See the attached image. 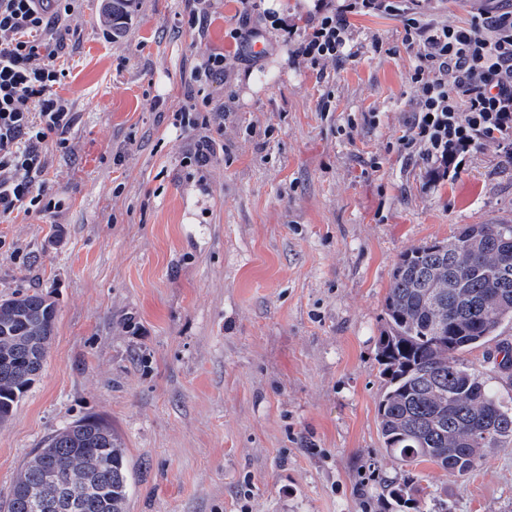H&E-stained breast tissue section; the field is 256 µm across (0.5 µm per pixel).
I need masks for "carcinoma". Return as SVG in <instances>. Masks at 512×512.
I'll return each mask as SVG.
<instances>
[{"instance_id": "carcinoma-1", "label": "carcinoma", "mask_w": 512, "mask_h": 512, "mask_svg": "<svg viewBox=\"0 0 512 512\" xmlns=\"http://www.w3.org/2000/svg\"><path fill=\"white\" fill-rule=\"evenodd\" d=\"M128 2L110 0L118 35ZM511 320L512 224H463L400 255L377 341L387 453L461 476L512 443V413L463 359ZM54 326V306L39 294L0 300V423L40 377ZM129 494L123 442L105 421L83 417L23 464L5 512H126Z\"/></svg>"}]
</instances>
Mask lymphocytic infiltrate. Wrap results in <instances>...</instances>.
Returning <instances> with one entry per match:
<instances>
[{
    "label": "lymphocytic infiltrate",
    "mask_w": 512,
    "mask_h": 512,
    "mask_svg": "<svg viewBox=\"0 0 512 512\" xmlns=\"http://www.w3.org/2000/svg\"><path fill=\"white\" fill-rule=\"evenodd\" d=\"M81 0H0V220L53 206L44 176L47 142L68 149L77 120L55 88L66 72L48 55L64 49L67 19ZM469 19L429 20L416 0H316L304 26H290L292 58L310 68L353 60L354 18L386 15L414 52L412 110L391 149L422 162L432 178L458 174L480 146L512 163V0H486Z\"/></svg>",
    "instance_id": "lymphocytic-infiltrate-1"
}]
</instances>
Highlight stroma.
<instances>
[{"label":"stroma","mask_w":512,"mask_h":512,"mask_svg":"<svg viewBox=\"0 0 512 512\" xmlns=\"http://www.w3.org/2000/svg\"><path fill=\"white\" fill-rule=\"evenodd\" d=\"M106 2L83 0L56 60L78 114L70 151L48 150L61 206L0 223V299L56 308L41 376L0 424V503L47 437L95 415L126 448L127 512H388L386 481L411 483L404 512H512V444L452 477L401 464L379 434L398 257L463 224H512L494 146L432 186L390 151L411 110L400 23L356 18L361 58L283 70L288 40L259 18L260 55L230 38L238 0H208L203 35L183 0H132L117 37ZM213 52L223 84L189 90ZM216 105L219 147L191 164L209 130L175 114ZM506 342L508 322L464 359L512 408V375L488 360Z\"/></svg>","instance_id":"35a3bbf8"}]
</instances>
